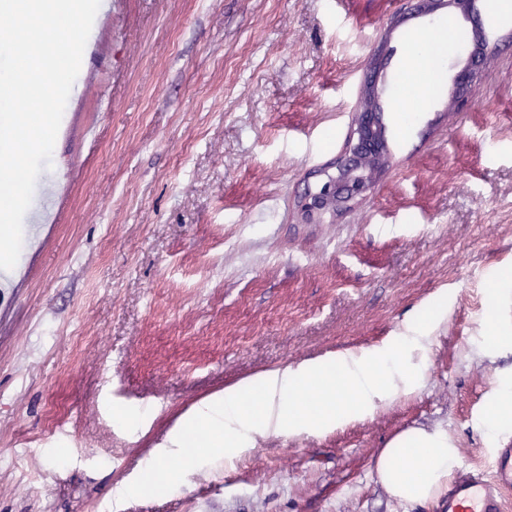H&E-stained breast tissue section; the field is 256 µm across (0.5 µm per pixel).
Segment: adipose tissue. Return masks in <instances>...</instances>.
Here are the masks:
<instances>
[{
	"instance_id": "obj_1",
	"label": "adipose tissue",
	"mask_w": 512,
	"mask_h": 512,
	"mask_svg": "<svg viewBox=\"0 0 512 512\" xmlns=\"http://www.w3.org/2000/svg\"><path fill=\"white\" fill-rule=\"evenodd\" d=\"M455 39L436 28L414 33L405 70L422 68L434 71L435 61ZM458 463V452L445 430L422 428L406 431L381 450L377 460L379 480L394 500L423 503L437 500L448 488V479Z\"/></svg>"
}]
</instances>
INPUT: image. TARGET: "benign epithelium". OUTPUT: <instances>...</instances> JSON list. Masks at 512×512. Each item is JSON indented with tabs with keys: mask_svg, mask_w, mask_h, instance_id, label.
Returning <instances> with one entry per match:
<instances>
[{
	"mask_svg": "<svg viewBox=\"0 0 512 512\" xmlns=\"http://www.w3.org/2000/svg\"><path fill=\"white\" fill-rule=\"evenodd\" d=\"M444 6L454 9L465 20L473 22L478 15L477 0H425L423 13H432ZM481 51L467 57L452 78L453 91L449 105L467 104L465 91L476 78L485 50L494 39L491 31L482 27L476 32ZM384 93L382 62L374 60L357 105V119L344 150L331 165L314 172L318 177L315 187L307 190L301 200L303 217L333 214L344 204L368 191L375 175L388 160L386 123L381 107Z\"/></svg>",
	"mask_w": 512,
	"mask_h": 512,
	"instance_id": "1",
	"label": "benign epithelium"
}]
</instances>
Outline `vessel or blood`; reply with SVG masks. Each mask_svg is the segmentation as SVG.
<instances>
[{"label":"vessel or blood","mask_w":512,"mask_h":512,"mask_svg":"<svg viewBox=\"0 0 512 512\" xmlns=\"http://www.w3.org/2000/svg\"><path fill=\"white\" fill-rule=\"evenodd\" d=\"M491 476L461 468L439 497V512H507L506 495L512 492V445L494 449Z\"/></svg>","instance_id":"1"}]
</instances>
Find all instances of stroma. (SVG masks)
Instances as JSON below:
<instances>
[{"label": "stroma", "mask_w": 512, "mask_h": 512, "mask_svg": "<svg viewBox=\"0 0 512 512\" xmlns=\"http://www.w3.org/2000/svg\"><path fill=\"white\" fill-rule=\"evenodd\" d=\"M418 0H115L86 44L41 211L0 271V512H433L382 487V448L443 427L464 465L512 429V14L463 108L470 22ZM457 38L402 69L411 32ZM387 58L389 158L322 222L298 202L345 146L371 59ZM429 101L397 118L405 84ZM95 125L97 140L76 122ZM446 299L413 391L315 433L271 431L159 497L124 489L175 423L258 374L382 350ZM504 333L496 342L491 332ZM486 425L490 430L512 426V383H502L490 406Z\"/></svg>", "instance_id": "35a3bbf8"}]
</instances>
